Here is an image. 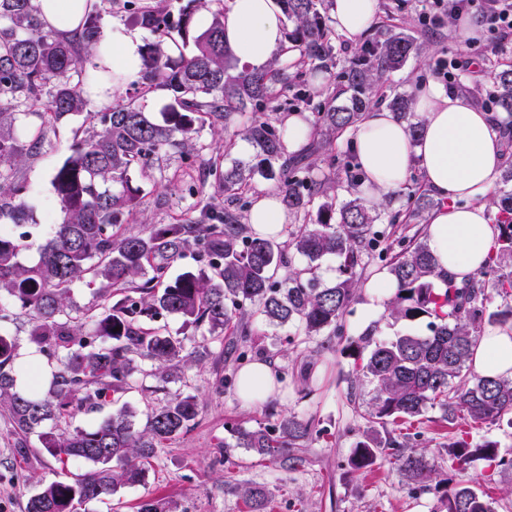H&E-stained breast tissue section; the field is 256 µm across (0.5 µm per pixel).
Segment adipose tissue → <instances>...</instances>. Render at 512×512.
I'll use <instances>...</instances> for the list:
<instances>
[{
	"mask_svg": "<svg viewBox=\"0 0 512 512\" xmlns=\"http://www.w3.org/2000/svg\"><path fill=\"white\" fill-rule=\"evenodd\" d=\"M49 28L68 32L97 0H35ZM378 0H331L337 29L354 39L372 23ZM284 42L280 0H230L224 16V43L249 70H262ZM137 33L112 32V53L103 63L131 76L141 67ZM425 123L419 140L385 108L370 110L360 124L352 149L366 175L367 192H391L419 169L424 184L440 199L426 229L425 242L443 272L463 280L493 253L498 229L484 203L506 162L503 141L490 113L462 95L429 85L417 100ZM475 369L486 376L512 378V329L484 330L473 355ZM271 366L254 362L237 376L236 395L246 404L261 401L276 389Z\"/></svg>",
	"mask_w": 512,
	"mask_h": 512,
	"instance_id": "ef3b65f1",
	"label": "adipose tissue"
}]
</instances>
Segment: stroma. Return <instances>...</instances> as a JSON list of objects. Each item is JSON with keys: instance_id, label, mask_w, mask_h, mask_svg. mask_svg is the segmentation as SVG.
Wrapping results in <instances>:
<instances>
[{"instance_id": "1", "label": "stroma", "mask_w": 512, "mask_h": 512, "mask_svg": "<svg viewBox=\"0 0 512 512\" xmlns=\"http://www.w3.org/2000/svg\"><path fill=\"white\" fill-rule=\"evenodd\" d=\"M489 0H472L466 19L479 27L476 36L461 40L448 30L447 13H433L428 0H379L378 14L365 38H383L387 28L398 25L422 49L399 69L387 73L381 95L396 91L419 93L437 84L450 94L469 91L489 82L496 65H512V33L492 26ZM470 59L469 69L458 70L453 62ZM82 112L63 118L47 134L38 155L16 169L6 171L10 181L23 188L32 215L31 235L20 254L22 263L37 261L39 249L60 220V206L51 184L55 169L70 153L72 131L91 129L93 116L103 103L94 92L85 95ZM199 158L184 159L171 149L155 169V184L146 186L144 214L154 224H174L183 214L200 210L215 192L206 160L225 153L210 131H202ZM365 296H358L345 317L344 337L296 335L291 326L268 325L261 317L249 319L250 335L226 333L220 337L197 336V360L168 383L165 392L154 389L152 378L122 397L137 423H144L148 408L165 394L197 396L201 411L194 425L160 448L152 459L143 483L124 487L114 496L90 503L89 512H135L146 497L173 501L177 512H250L242 493L252 486L270 492L267 512H443L445 486L438 480L418 485L396 471L375 466L359 476L349 473L348 461L355 442L366 426L371 387L353 380L357 360L343 354L345 339L357 338L366 322H374L378 336L389 339L402 333H425L422 321H394L368 317ZM30 322L25 312L0 325L16 344L14 369L22 383H29L32 365H45L29 341ZM270 364L278 386L266 400L244 405L235 385L239 370L253 362ZM312 421V434L302 453L304 468L286 472L272 463L258 461L246 449L225 452L236 427H272L282 413ZM408 444L426 450L434 459L440 478L462 481L486 491L495 500L496 512H512V426L507 421L470 425L442 421L439 410L402 424ZM465 435L478 443L497 441L499 463L471 459L465 467L449 460L445 446L454 436ZM19 437L7 412L0 410V512H25L28 498L38 484L55 479L60 466L30 440L28 457L16 452Z\"/></svg>"}]
</instances>
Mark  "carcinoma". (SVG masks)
Listing matches in <instances>:
<instances>
[{
    "label": "carcinoma",
    "instance_id": "1",
    "mask_svg": "<svg viewBox=\"0 0 512 512\" xmlns=\"http://www.w3.org/2000/svg\"><path fill=\"white\" fill-rule=\"evenodd\" d=\"M206 2L189 0L175 21L159 4L127 0L136 22L155 36L131 85L141 97L165 89L171 102L161 122L133 98L94 115L96 129L76 137L52 176L62 220L33 264L19 260L30 236L22 187L0 177V295L27 312L30 339L51 374L45 393L18 392L14 344L0 334V408L16 431L36 435L59 463L82 460L87 466L70 480L44 484L28 499L26 512H86L91 501L142 483L158 449L195 422L197 398L174 394L146 413L141 428L124 407L89 428L70 423L76 413L97 412L109 395L134 388L137 361L150 364L145 375L163 391L194 360L191 338L171 333L164 320L177 317L184 327H205L212 336L226 331L248 336V317L259 314L308 338L341 336L375 252L396 284L386 316L425 319L428 334L382 340L371 326L342 349L365 356L356 379L372 385L366 430L349 461L351 474L380 461L408 481L426 483L437 475L434 462L416 450L394 452L407 447V436L393 425L429 409L439 410L445 421L474 424L512 415V379L481 376L469 365L483 323L512 326V168L500 174L487 200L499 229L495 250L459 286L439 270L423 241L429 216L422 196L401 188L395 192L402 200L396 210L368 199L348 158L334 152L336 140L354 134L373 105L375 84L418 52L414 39L397 32L358 47L337 72L348 103L327 97L306 121L310 142L290 155L287 129L273 118L279 100L291 91L305 99L297 90L306 81L302 67L325 74L337 67L336 30L325 0H281L291 31L281 53L260 72L238 70V60L224 46L227 7L213 12L205 30H195L194 12ZM101 40L98 11L83 14L78 30L63 35L45 29L34 0H0V168L12 169L39 153L49 129L83 110L88 67H96ZM46 91L50 100L42 109L38 104ZM471 94L478 101L488 96L512 117V69L493 72L490 87L476 86ZM21 104V114L31 121L16 136L12 126ZM411 105L410 94L388 99L415 138L423 120ZM206 127L229 146L240 139L255 149L249 161L229 168L209 162L217 180L215 196L239 200L244 210L252 205L243 196L255 192V177L276 181L281 204L298 220L284 229L285 241L260 235L241 213L213 200L200 219L126 228L143 199L132 173L154 180L159 156L170 148L187 155L197 151V136ZM320 158L327 161L321 179L313 174ZM339 189L347 198L338 204ZM383 223L412 224L416 230L408 240L392 242L379 229ZM189 254L200 267L165 280L168 269ZM329 256L338 260V275L325 284L318 261ZM79 283L95 298L90 332L73 314L72 291ZM311 432V421L283 414L271 430L237 427L235 447L296 471L306 465L299 448ZM475 456L495 460L496 444L474 446L463 437L448 443L449 459L460 466ZM244 494L250 512H266L267 489L249 487ZM445 507L446 512H494L491 497L461 481L447 490ZM137 512H176V505L147 498Z\"/></svg>",
    "mask_w": 512,
    "mask_h": 512
}]
</instances>
